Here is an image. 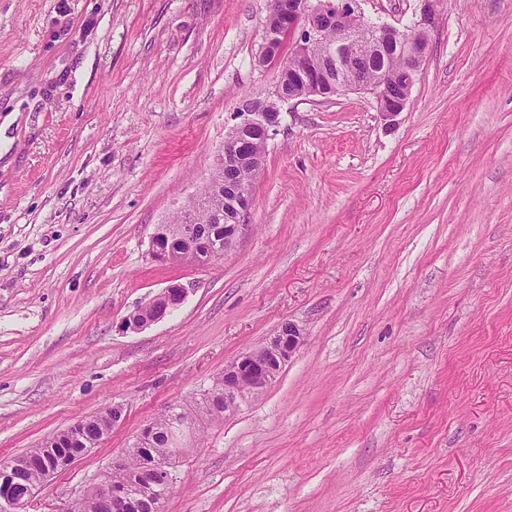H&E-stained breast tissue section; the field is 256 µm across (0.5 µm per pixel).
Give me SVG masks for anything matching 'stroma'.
<instances>
[{
    "label": "stroma",
    "mask_w": 512,
    "mask_h": 512,
    "mask_svg": "<svg viewBox=\"0 0 512 512\" xmlns=\"http://www.w3.org/2000/svg\"><path fill=\"white\" fill-rule=\"evenodd\" d=\"M267 5L0 0V460L122 404L29 509L66 512L290 322L301 348L189 438L164 512H512V0H442L393 128L362 93L285 108L231 251L159 265L155 227L274 86ZM186 296L185 288L180 284L172 283L162 289L152 300V302L160 301L164 304L162 310L151 319H139L138 311L130 315L124 320V326L128 330H141L151 323L162 320L168 313L179 307Z\"/></svg>",
    "instance_id": "stroma-1"
}]
</instances>
